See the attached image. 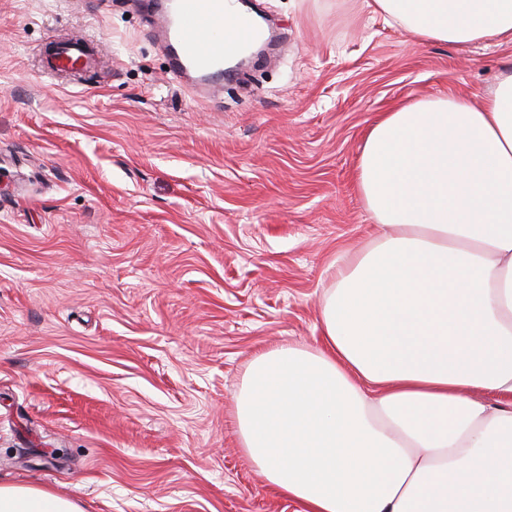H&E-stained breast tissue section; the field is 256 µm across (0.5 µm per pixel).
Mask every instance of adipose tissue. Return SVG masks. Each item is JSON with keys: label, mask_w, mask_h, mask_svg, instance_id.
I'll use <instances>...</instances> for the list:
<instances>
[{"label": "adipose tissue", "mask_w": 512, "mask_h": 512, "mask_svg": "<svg viewBox=\"0 0 512 512\" xmlns=\"http://www.w3.org/2000/svg\"><path fill=\"white\" fill-rule=\"evenodd\" d=\"M374 3L419 41L512 45V0ZM357 185L377 234L327 291L321 345L252 360L240 445L302 512H512V72L479 105L385 113ZM0 512L83 510L0 485Z\"/></svg>", "instance_id": "1"}]
</instances>
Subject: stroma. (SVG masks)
<instances>
[{
    "instance_id": "1",
    "label": "stroma",
    "mask_w": 512,
    "mask_h": 512,
    "mask_svg": "<svg viewBox=\"0 0 512 512\" xmlns=\"http://www.w3.org/2000/svg\"><path fill=\"white\" fill-rule=\"evenodd\" d=\"M272 41L217 97L174 80L141 0H0V483L83 512H297L249 462L250 361L316 346L374 226L368 130L481 102L512 45L421 43L373 0H249ZM101 67L51 76L54 42Z\"/></svg>"
}]
</instances>
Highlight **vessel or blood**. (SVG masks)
I'll use <instances>...</instances> for the list:
<instances>
[{
  "instance_id": "vessel-or-blood-1",
  "label": "vessel or blood",
  "mask_w": 512,
  "mask_h": 512,
  "mask_svg": "<svg viewBox=\"0 0 512 512\" xmlns=\"http://www.w3.org/2000/svg\"><path fill=\"white\" fill-rule=\"evenodd\" d=\"M154 33L169 54L174 76L187 77L204 94L218 95L227 64L263 36L253 19L233 23L224 17V0H165ZM91 58L83 41L60 47L48 62L50 75L87 68Z\"/></svg>"
}]
</instances>
